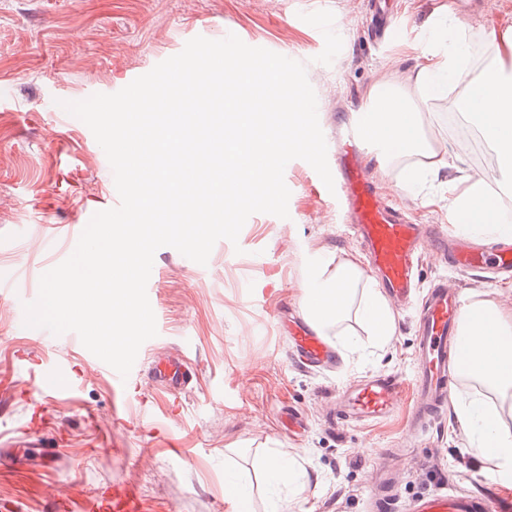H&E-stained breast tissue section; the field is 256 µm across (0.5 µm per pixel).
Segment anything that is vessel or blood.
<instances>
[{
	"mask_svg": "<svg viewBox=\"0 0 512 512\" xmlns=\"http://www.w3.org/2000/svg\"><path fill=\"white\" fill-rule=\"evenodd\" d=\"M388 0H373L371 34L382 39L398 30ZM366 113L342 114L330 135L336 140V159L331 169L336 200L349 220L355 236L365 245L370 267L379 286L393 303L405 305L416 286L417 269L424 241H432L440 259L459 271L491 268L512 278V245L491 247L474 244L457 235L433 231L432 227L409 223L370 181L374 143L364 129ZM465 302L459 289L447 280H437L423 298L415 317V403L408 429L418 433L442 415L451 398L449 364L455 361L461 342L460 323ZM285 342L293 363L306 371L340 367L333 346L303 320L289 321ZM152 380L173 398H181L193 387L196 365L178 354L153 362ZM403 391L394 375H375L350 386L335 402V416L351 423L382 419L398 406ZM54 512H149L136 486L115 484L92 496L72 492L59 498ZM406 512H512V498H497L486 492H436L418 496Z\"/></svg>",
	"mask_w": 512,
	"mask_h": 512,
	"instance_id": "obj_1",
	"label": "vessel or blood"
}]
</instances>
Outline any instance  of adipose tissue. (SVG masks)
<instances>
[{"label":"adipose tissue","instance_id":"adipose-tissue-1","mask_svg":"<svg viewBox=\"0 0 512 512\" xmlns=\"http://www.w3.org/2000/svg\"><path fill=\"white\" fill-rule=\"evenodd\" d=\"M494 59L480 79L470 76V58L464 43L463 25L428 38L418 63L405 80L385 81L373 87L368 98L374 105L367 134L380 141L385 159L413 157L406 183L436 182L448 190V220L453 224L489 225L511 233L512 225L503 217L512 208V27L492 34ZM463 87L467 112L478 116L481 131L492 144L503 177L506 194H488L481 175L461 172L445 179V171L456 168L457 157L435 147L425 137L419 114L429 102L446 98L449 88ZM301 306L310 322L329 335L341 329L343 347L355 351L346 320L356 321L376 344L394 334V319L388 302L373 278L353 260L331 265L321 260L309 271ZM461 334L465 338L462 364L465 373L495 389L502 397H512V314L495 304L467 305ZM460 422L472 445L494 465L497 473L512 478V431L504 428L497 411L483 401L461 404ZM265 480L272 487L287 486V498L271 499L267 512H285L288 497L307 488V474L285 453L274 455L265 468Z\"/></svg>","mask_w":512,"mask_h":512}]
</instances>
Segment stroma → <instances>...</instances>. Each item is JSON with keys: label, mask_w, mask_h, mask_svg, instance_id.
Segmentation results:
<instances>
[{"label": "stroma", "mask_w": 512, "mask_h": 512, "mask_svg": "<svg viewBox=\"0 0 512 512\" xmlns=\"http://www.w3.org/2000/svg\"><path fill=\"white\" fill-rule=\"evenodd\" d=\"M465 25L474 62L491 57L492 26L512 25V0H449ZM366 0H0V386L15 397L0 405V444L15 442L27 468L0 465V504L12 512H50L55 495L72 482L96 492L115 483L136 485L153 512H227L224 474L234 473L265 512L262 470L276 452L293 456L308 472V486L288 512H369L368 489L377 463L395 472L397 506L440 489L483 490L512 497L474 447L457 417L473 398L497 407L512 430V404L484 384L455 374L448 410L425 432L409 433L414 400V307L394 310L395 330L382 346L360 336L356 353H341L338 373L307 372L287 357L277 313L302 315L307 270L318 257L363 258L335 197L319 191L320 178L300 159L288 163L289 216L251 215L237 242H216L207 265L165 246L157 250L147 295L158 334L141 346L117 386L112 369L79 336L44 340L39 328L18 323L24 303L38 295L39 278L74 251L60 236L56 250L21 225L85 226L89 214L116 207L114 183L100 167L102 148L79 119L58 108L96 93L112 94L156 64L180 53L197 36L231 30L247 45L305 64L325 110L366 104L367 91L392 64L413 67L428 34L437 0H392L404 33L373 47ZM462 94L423 109L426 136L460 155L477 171L471 153L448 132V113L462 110ZM406 166L387 163L377 183L412 222L436 224L454 235L467 226L448 221L439 189L403 187ZM458 284L467 302L490 301L512 312V281L492 283L481 273H460L423 250L418 295L436 278ZM187 354L198 379L177 409L148 376L154 358ZM400 377V407L360 425L330 417L331 402L350 381L374 374ZM63 427L64 445L50 467L38 464V435L28 422L34 408ZM92 411L93 427L82 417ZM304 426L289 431L287 412Z\"/></svg>", "instance_id": "35a3bbf8"}]
</instances>
